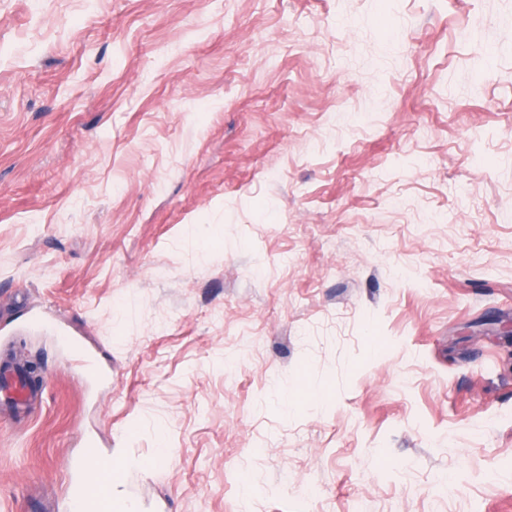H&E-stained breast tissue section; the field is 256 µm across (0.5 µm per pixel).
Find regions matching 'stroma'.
I'll return each instance as SVG.
<instances>
[{
    "label": "stroma",
    "mask_w": 512,
    "mask_h": 512,
    "mask_svg": "<svg viewBox=\"0 0 512 512\" xmlns=\"http://www.w3.org/2000/svg\"><path fill=\"white\" fill-rule=\"evenodd\" d=\"M510 325L512 0H0V512H512ZM130 467L129 461L125 458L123 452L116 451L112 455V469L108 470V482L110 487L112 498H111V509L114 512H138L137 505L127 495L124 472ZM88 456L71 463V469L78 475V479L72 482L68 489L69 508L73 512H89L88 498L90 494L89 486L86 484L89 469Z\"/></svg>",
    "instance_id": "obj_1"
}]
</instances>
